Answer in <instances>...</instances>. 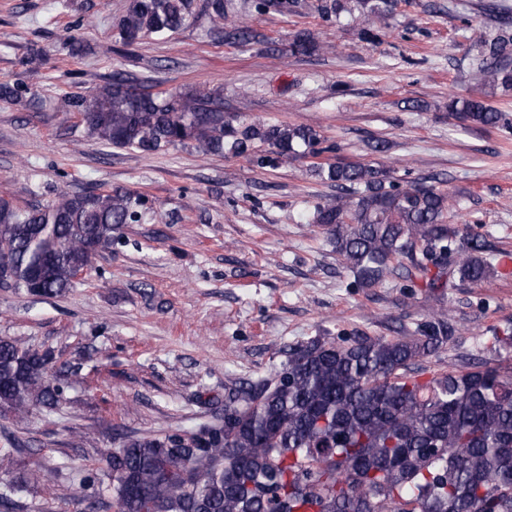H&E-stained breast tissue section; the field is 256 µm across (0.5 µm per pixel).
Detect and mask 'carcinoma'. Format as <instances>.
<instances>
[{
  "mask_svg": "<svg viewBox=\"0 0 512 512\" xmlns=\"http://www.w3.org/2000/svg\"><path fill=\"white\" fill-rule=\"evenodd\" d=\"M194 0H128L112 22L125 45L169 37L193 14ZM396 0H318L326 22L357 9L362 38L381 40L379 23ZM299 0H254L257 12H297ZM224 41L246 45L265 35L243 24L233 0H207ZM498 32L476 39L472 71L483 83L512 85V9L487 5ZM301 30L292 55L317 50ZM0 101L38 105L19 84H0ZM102 146L151 154L190 145L205 156L243 157L275 169L321 153L315 129L243 123L224 115L219 90L152 92L124 73L86 94L64 99ZM448 111L475 125L512 131L501 112L474 98ZM336 188L315 207L352 288L410 282L443 302L453 280L478 284L495 272L477 233L447 223L448 192L426 182L401 189L379 164L313 163ZM154 202L131 192L61 191L45 205L0 199V288L57 297L92 266L93 243L109 247L127 224L152 218ZM457 324L440 306L397 335L314 336L288 349L285 361L256 383L224 392V415L184 434L128 437L99 454L112 483L88 474L78 489L86 512H512V330L498 331L478 365L420 379L414 366L455 342ZM74 369L53 352L0 337V411L23 419L63 401ZM110 493L112 503L105 501Z\"/></svg>",
  "mask_w": 512,
  "mask_h": 512,
  "instance_id": "1",
  "label": "carcinoma"
}]
</instances>
